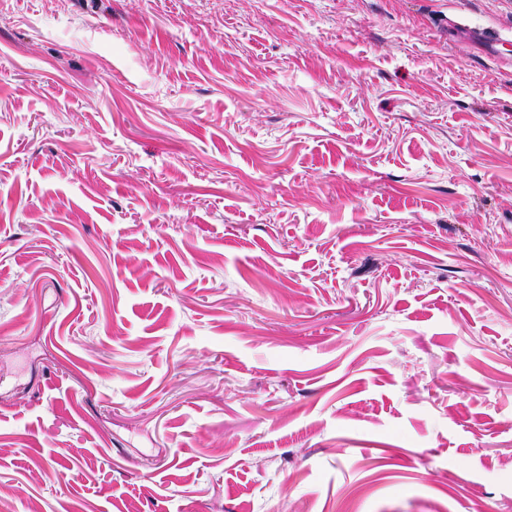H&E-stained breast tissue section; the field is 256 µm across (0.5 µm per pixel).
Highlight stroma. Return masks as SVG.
Returning <instances> with one entry per match:
<instances>
[{
  "mask_svg": "<svg viewBox=\"0 0 512 512\" xmlns=\"http://www.w3.org/2000/svg\"><path fill=\"white\" fill-rule=\"evenodd\" d=\"M512 0H0V512H512Z\"/></svg>",
  "mask_w": 512,
  "mask_h": 512,
  "instance_id": "1",
  "label": "stroma"
}]
</instances>
